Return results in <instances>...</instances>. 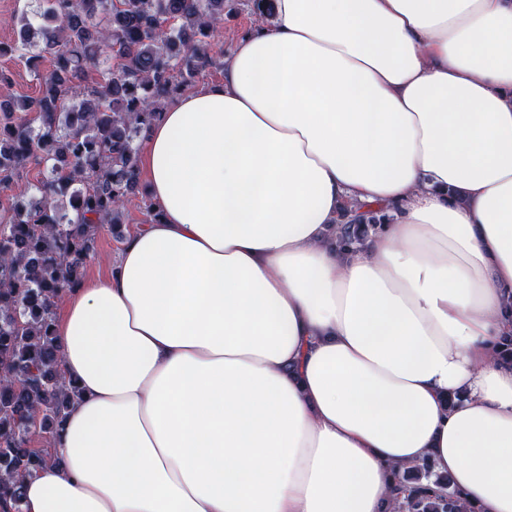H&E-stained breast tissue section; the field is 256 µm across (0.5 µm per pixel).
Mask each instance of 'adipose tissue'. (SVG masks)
<instances>
[{
  "mask_svg": "<svg viewBox=\"0 0 512 512\" xmlns=\"http://www.w3.org/2000/svg\"><path fill=\"white\" fill-rule=\"evenodd\" d=\"M143 145L23 512H394L426 460L512 512V0H274ZM363 206L356 209L342 208L339 218L340 224L336 228V240L342 247L363 245L371 230H375L378 224H384L386 214L381 209H368L358 212Z\"/></svg>",
  "mask_w": 512,
  "mask_h": 512,
  "instance_id": "ef3b65f1",
  "label": "adipose tissue"
}]
</instances>
